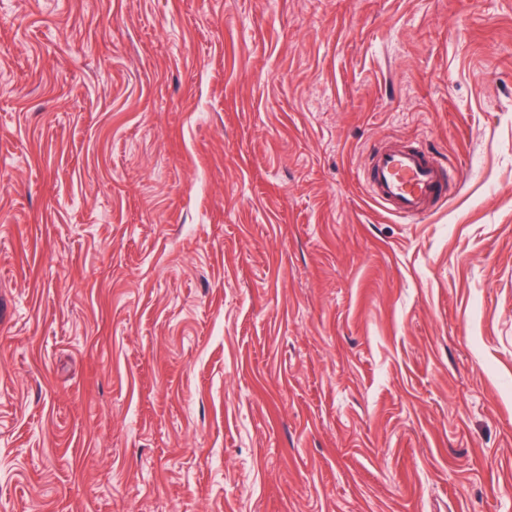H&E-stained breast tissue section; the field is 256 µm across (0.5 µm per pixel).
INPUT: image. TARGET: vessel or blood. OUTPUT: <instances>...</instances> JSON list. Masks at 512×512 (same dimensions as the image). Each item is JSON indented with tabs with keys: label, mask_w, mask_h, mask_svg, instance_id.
<instances>
[{
	"label": "vessel or blood",
	"mask_w": 512,
	"mask_h": 512,
	"mask_svg": "<svg viewBox=\"0 0 512 512\" xmlns=\"http://www.w3.org/2000/svg\"><path fill=\"white\" fill-rule=\"evenodd\" d=\"M448 176L425 149L383 146L374 152L368 178L371 199L400 217L430 211L447 195Z\"/></svg>",
	"instance_id": "vessel-or-blood-1"
}]
</instances>
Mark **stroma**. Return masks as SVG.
Listing matches in <instances>:
<instances>
[{"mask_svg":"<svg viewBox=\"0 0 512 512\" xmlns=\"http://www.w3.org/2000/svg\"><path fill=\"white\" fill-rule=\"evenodd\" d=\"M0 512H512V0H0ZM448 175L423 148L383 146L372 155L371 199L406 219H414L447 196Z\"/></svg>","mask_w":512,"mask_h":512,"instance_id":"1","label":"stroma"}]
</instances>
